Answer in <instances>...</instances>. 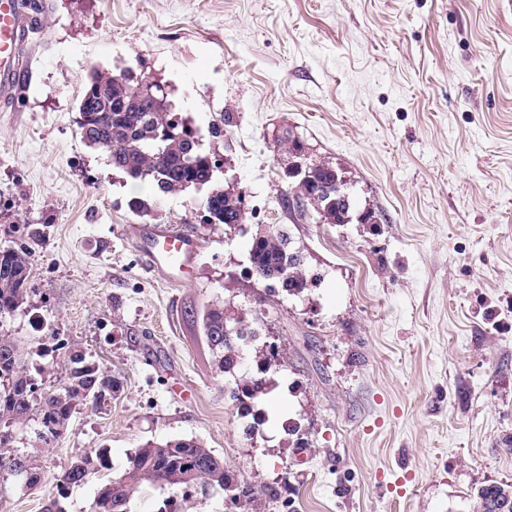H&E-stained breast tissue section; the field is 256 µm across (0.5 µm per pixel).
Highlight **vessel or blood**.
<instances>
[{
  "mask_svg": "<svg viewBox=\"0 0 512 512\" xmlns=\"http://www.w3.org/2000/svg\"><path fill=\"white\" fill-rule=\"evenodd\" d=\"M35 25L24 15L19 0H0V109L14 108L25 76L23 51ZM138 248L150 271L164 279L174 272H187L200 250L196 235L176 226L158 227L141 232Z\"/></svg>",
  "mask_w": 512,
  "mask_h": 512,
  "instance_id": "b4317fda",
  "label": "vessel or blood"
}]
</instances>
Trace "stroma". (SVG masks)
Masks as SVG:
<instances>
[{"label":"stroma","mask_w":512,"mask_h":512,"mask_svg":"<svg viewBox=\"0 0 512 512\" xmlns=\"http://www.w3.org/2000/svg\"><path fill=\"white\" fill-rule=\"evenodd\" d=\"M24 2L39 33L17 108L0 111V231L29 224L41 239L28 301L0 324L57 363L61 341L94 355L121 389L50 445L36 424L17 429L45 477L29 489L0 476V512L56 498L89 512L139 445L180 438L223 457L264 512H471L479 488L512 484V0ZM95 68L165 85L222 156L220 185L245 193L243 224L203 223L192 188L153 199L81 139ZM225 111L234 126L210 137ZM287 129L379 223L288 211ZM259 224L287 228L319 281L275 295L256 326L286 356L258 434L200 316L264 295L241 274ZM159 225L201 240L183 282L136 249L138 231ZM96 448L107 468L60 489L57 475ZM169 500L229 512L221 489L159 484L129 510Z\"/></svg>","instance_id":"stroma-1"}]
</instances>
